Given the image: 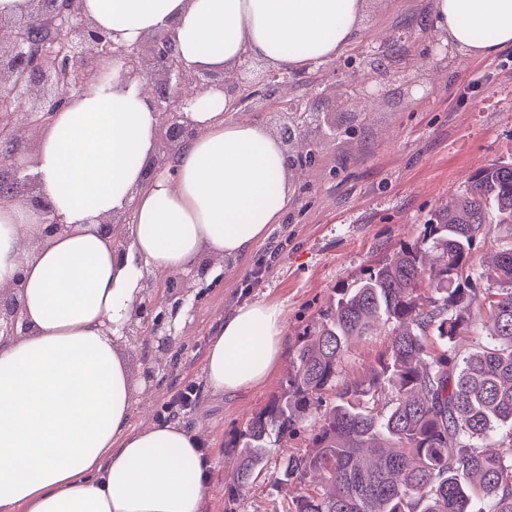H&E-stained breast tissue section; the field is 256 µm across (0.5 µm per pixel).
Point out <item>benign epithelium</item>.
<instances>
[{
    "label": "benign epithelium",
    "instance_id": "7a95c632",
    "mask_svg": "<svg viewBox=\"0 0 512 512\" xmlns=\"http://www.w3.org/2000/svg\"><path fill=\"white\" fill-rule=\"evenodd\" d=\"M40 8L34 14L0 19V85H5L6 97L1 103L16 108L8 113V122L0 123V201L28 200L38 203L36 185L17 165L19 133L24 128L45 126L74 91H82L100 82L104 61L121 68L123 76L140 77L152 86L155 111L160 118L158 155L156 162L166 164L177 147L196 133L190 112L198 99L189 89H209L228 92L237 97L235 108L243 111L254 101L263 99L278 120L277 134L284 145H293L307 128L321 126L320 109L300 99L275 98V92L294 81L286 69H268L256 84L242 81L241 73L250 61L222 73L216 82H204V72L187 66L176 52V44L168 33L154 34L133 47L112 42L83 18L80 0H38ZM393 45L380 47L363 55L369 75L378 80L390 70L381 68L380 59L389 55ZM370 95L368 83H354L334 97L335 102L365 98ZM35 97L38 104L23 110V102ZM143 301L135 309L125 328L132 339L155 336L162 328L164 314L157 311L153 300L155 288L162 287L171 312L176 314L185 304L192 289L194 276L167 278L158 284L151 273H144ZM20 314L19 288L0 289V332L16 331Z\"/></svg>",
    "mask_w": 512,
    "mask_h": 512
}]
</instances>
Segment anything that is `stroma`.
<instances>
[{
	"mask_svg": "<svg viewBox=\"0 0 512 512\" xmlns=\"http://www.w3.org/2000/svg\"><path fill=\"white\" fill-rule=\"evenodd\" d=\"M432 0H368L358 46L398 40L397 66L417 70L426 93L405 95L383 81L370 109L348 102L332 112L336 138L318 140L314 161L294 170V192L281 223L245 257L210 263L172 321L169 341L154 336L123 350L134 381L152 397L151 417L177 419L197 431L213 463L206 512H283L294 486H278V450L235 502L224 487L239 465L237 441L246 423L284 390L297 350L317 330L340 289L401 247L420 240L428 220L454 203L471 176L491 163H512V48L484 58L449 51L431 58L437 39L429 23ZM358 47L328 62L324 72L298 71L290 96L308 98L362 79ZM280 305L287 343L281 369L260 386L216 397L204 386L209 338L243 303ZM390 329L351 342L344 378L360 377L385 354ZM195 386L188 411L169 400Z\"/></svg>",
	"mask_w": 512,
	"mask_h": 512,
	"instance_id": "stroma-1",
	"label": "stroma"
}]
</instances>
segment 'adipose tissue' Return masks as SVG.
<instances>
[{"label":"adipose tissue","mask_w":512,"mask_h":512,"mask_svg":"<svg viewBox=\"0 0 512 512\" xmlns=\"http://www.w3.org/2000/svg\"><path fill=\"white\" fill-rule=\"evenodd\" d=\"M366 0H83L82 13L132 46L171 32L187 66L226 71L250 57L298 70L355 38ZM442 43L482 58L512 47V0H433ZM202 94L194 137L155 167L159 119L138 80L71 93L34 153L40 206L0 205V288L20 281L17 334H0V512H205L209 467L178 420L132 423L145 397L123 329L144 271L180 274L201 257L252 253L292 195L279 137ZM130 214L124 241L105 220ZM64 231L43 236L53 220ZM283 309L254 301L208 340L215 395L262 384L279 367Z\"/></svg>","instance_id":"ef3b65f1"}]
</instances>
